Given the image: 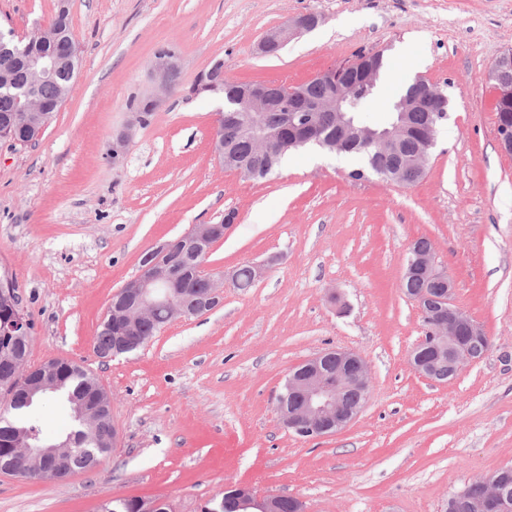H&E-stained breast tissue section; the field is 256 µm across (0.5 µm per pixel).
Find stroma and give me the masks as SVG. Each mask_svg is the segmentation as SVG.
Returning a JSON list of instances; mask_svg holds the SVG:
<instances>
[{
    "mask_svg": "<svg viewBox=\"0 0 512 512\" xmlns=\"http://www.w3.org/2000/svg\"><path fill=\"white\" fill-rule=\"evenodd\" d=\"M58 0H0V28L48 24ZM80 66L41 136L0 141V272L29 322V366L51 358L92 372L116 438L91 471L52 482L0 473V512H98L157 498L202 512L225 487L294 496L307 512H443L449 494L512 465V154L499 146L486 74L512 49V0H69ZM325 22L277 55L255 47L288 18ZM182 61L170 94L112 161L129 102L153 87L164 47ZM387 70L370 115L421 77L447 93L423 178L404 187L354 158L301 149L257 181L222 169L211 142L220 96L183 92L223 61L237 81L295 85L360 53ZM234 225L206 269L260 264L206 314L167 325L142 349L102 360L93 341L115 293L156 243L195 224ZM430 240L455 299L490 347L453 380L417 374L423 334L400 279L408 248ZM331 348L371 366L368 403L340 433L299 438L277 396L289 371Z\"/></svg>",
    "mask_w": 512,
    "mask_h": 512,
    "instance_id": "35a3bbf8",
    "label": "stroma"
}]
</instances>
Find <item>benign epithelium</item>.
Masks as SVG:
<instances>
[{
    "label": "benign epithelium",
    "instance_id": "7a95c632",
    "mask_svg": "<svg viewBox=\"0 0 512 512\" xmlns=\"http://www.w3.org/2000/svg\"><path fill=\"white\" fill-rule=\"evenodd\" d=\"M325 22L317 13H306L288 19L279 27L269 30L258 42L256 51L262 56L275 54L295 38H299ZM58 34L50 25H45L33 34L18 40L27 47L34 44H54ZM372 53H363L356 62L333 66L319 74L327 87V93L319 99H310L298 108H284L285 96L294 97V90L272 84H233L228 100L232 108L224 119L237 124L239 135L249 139L253 150L261 155L272 150L273 141L262 134L257 121L264 112L273 108L286 109L287 115L282 131L288 133V146L312 144L329 151L336 150V142L322 136V125L332 117L346 129L353 128L356 107L355 93L374 83V73L368 67ZM26 75L28 87L55 79L61 67V58L54 54L18 53ZM155 77L153 90L146 95L151 111H156L163 99L174 87L181 72L180 58L173 54H157L151 62ZM487 79L497 84L502 97L512 100V49L503 51L487 73ZM417 90L406 108L395 113L390 125L382 130L366 133L371 143L378 148L380 163L378 170L387 178L417 180L424 172L425 162L436 141V119L419 141L418 155L407 160L402 155V142L412 130L411 113L432 112L438 102L448 103V98L438 88L419 80ZM19 111L23 113L20 130L41 134L44 129L47 106L24 94L18 99ZM144 125L139 112L131 113L126 127L117 135L113 152L119 153L134 140L138 128ZM501 149L512 153V115L504 113L498 120ZM212 151L220 166L238 174H252L249 164L229 146L212 140ZM217 225L195 224L181 236L208 250L213 245ZM170 243L157 244L146 257L145 267L135 278L122 286L123 295L133 302L132 308L110 307L109 319L122 324L114 337V352H125L144 344V337L137 334L138 324L151 319L156 308L166 307L170 317L176 321L186 320L210 311L224 298V272L211 270L206 276L207 300L196 307L186 308L173 302L171 280L167 258ZM402 280H424L431 288H406L404 293L414 302L421 314L425 334L413 346L409 359L412 368L421 376L433 381L445 379L440 366L462 370L467 364L477 361L467 350L466 341L485 336L483 329L458 305L454 283L448 272L440 268L429 245L413 244L409 251ZM18 386L32 396L39 392L53 391L59 384V363L47 360L40 366L19 368ZM371 368L367 359L358 351L334 349L321 352L301 363V370L288 377V396L278 397L277 410L280 422L289 431L303 438H321L335 435L364 410L370 395ZM356 391V401L349 400ZM76 409L92 414H111V401L106 390H100L94 399H83ZM73 452L65 443L53 448L37 449L36 462L31 470L17 471L15 475L26 479L56 480L61 458ZM503 472L497 470L475 481L479 491L465 488L448 498L447 512H512V496L502 488ZM240 507H257L260 512H305L301 500L290 498L288 503L277 496L258 497L246 485L237 486Z\"/></svg>",
    "mask_w": 512,
    "mask_h": 512
}]
</instances>
